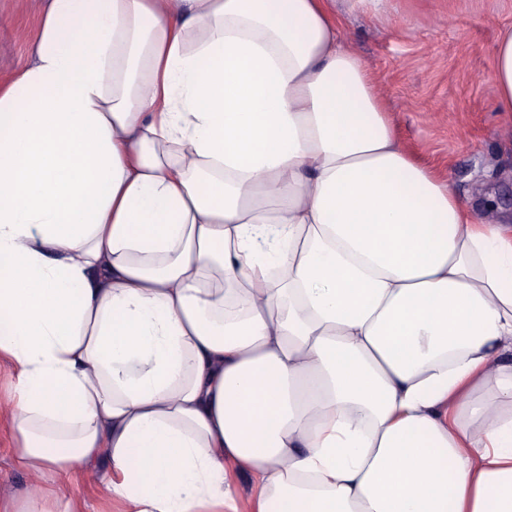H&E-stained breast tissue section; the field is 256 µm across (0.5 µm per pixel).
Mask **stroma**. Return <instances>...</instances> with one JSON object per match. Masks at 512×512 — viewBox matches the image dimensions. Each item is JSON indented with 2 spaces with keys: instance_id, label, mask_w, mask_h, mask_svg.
Masks as SVG:
<instances>
[{
  "instance_id": "obj_1",
  "label": "stroma",
  "mask_w": 512,
  "mask_h": 512,
  "mask_svg": "<svg viewBox=\"0 0 512 512\" xmlns=\"http://www.w3.org/2000/svg\"><path fill=\"white\" fill-rule=\"evenodd\" d=\"M346 33L380 83L403 146L447 174L483 217L512 213V116L496 112L491 80L498 30L512 0H338ZM46 0H0V81L32 61Z\"/></svg>"
}]
</instances>
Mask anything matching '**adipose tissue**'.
Segmentation results:
<instances>
[{
    "mask_svg": "<svg viewBox=\"0 0 512 512\" xmlns=\"http://www.w3.org/2000/svg\"><path fill=\"white\" fill-rule=\"evenodd\" d=\"M35 39L0 512L98 472L122 512H512V221L403 147L336 0H48ZM491 78L512 112V28ZM10 447L9 422L0 415V487L22 488L27 484L28 476L13 465L9 454Z\"/></svg>",
    "mask_w": 512,
    "mask_h": 512,
    "instance_id": "adipose-tissue-1",
    "label": "adipose tissue"
}]
</instances>
